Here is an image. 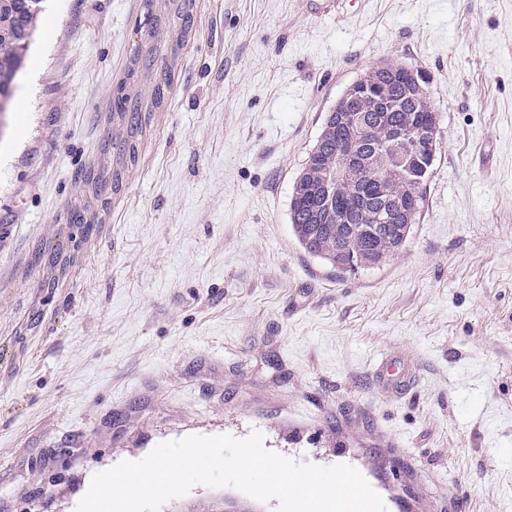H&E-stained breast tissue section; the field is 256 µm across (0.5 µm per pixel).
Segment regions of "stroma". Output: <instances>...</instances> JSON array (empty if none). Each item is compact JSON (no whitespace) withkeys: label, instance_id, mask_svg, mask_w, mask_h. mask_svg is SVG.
Instances as JSON below:
<instances>
[{"label":"stroma","instance_id":"35a3bbf8","mask_svg":"<svg viewBox=\"0 0 512 512\" xmlns=\"http://www.w3.org/2000/svg\"><path fill=\"white\" fill-rule=\"evenodd\" d=\"M184 8L179 47L163 0L155 38L143 0L42 5L0 137V512H75L89 475L161 442L255 430L356 467L388 512H512V0ZM137 48V159L93 202ZM384 62L422 73L441 139L403 252L344 273L300 248L291 192ZM86 200L96 223H69ZM221 498L276 510L198 485L161 512ZM121 173L118 169L113 171L111 181L104 178L102 174H95L94 172L86 173L83 177L84 184L91 189L92 195L97 199H102L103 196L112 191L113 188L119 186Z\"/></svg>","mask_w":512,"mask_h":512}]
</instances>
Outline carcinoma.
I'll use <instances>...</instances> for the list:
<instances>
[{"mask_svg": "<svg viewBox=\"0 0 512 512\" xmlns=\"http://www.w3.org/2000/svg\"><path fill=\"white\" fill-rule=\"evenodd\" d=\"M42 0H0V104L4 112L13 108V88L32 42ZM154 58L133 51L127 79L137 71H148ZM365 77L380 89L378 96L355 97L345 91L327 113L324 128L308 154L302 172L294 182L290 201V221L296 239L310 255L329 262L340 271L356 273L378 268L403 249L423 205V183L399 176L385 188L368 178L371 172L392 165L395 149L390 142L393 127H423L439 131V114L434 111L429 91L415 82L404 68L385 64ZM112 112L126 125L127 136L117 144L103 143L105 163H112L117 151L119 163L136 161L135 137L143 119L137 101L118 89ZM356 139L358 161L342 170L336 168V153L341 136ZM121 173L111 179L89 172L84 184L96 199L119 186ZM416 200L414 214L391 223H378L376 216L387 206V198ZM345 208L348 223H336V209Z\"/></svg>", "mask_w": 512, "mask_h": 512, "instance_id": "carcinoma-1", "label": "carcinoma"}]
</instances>
